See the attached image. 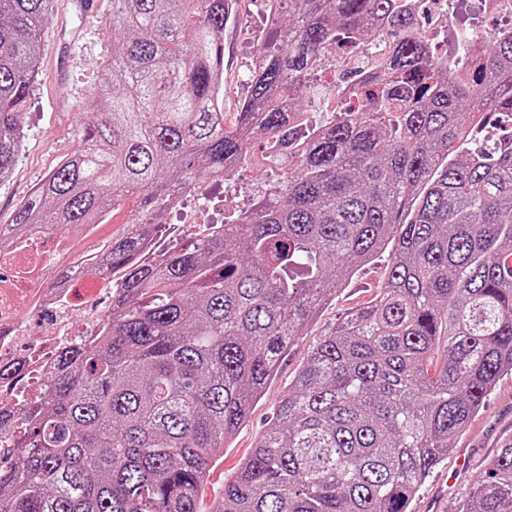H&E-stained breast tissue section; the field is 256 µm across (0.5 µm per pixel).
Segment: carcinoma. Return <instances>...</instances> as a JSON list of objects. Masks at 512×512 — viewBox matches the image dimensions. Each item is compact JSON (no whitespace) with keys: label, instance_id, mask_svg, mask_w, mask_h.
<instances>
[{"label":"carcinoma","instance_id":"cac0c4a2","mask_svg":"<svg viewBox=\"0 0 512 512\" xmlns=\"http://www.w3.org/2000/svg\"><path fill=\"white\" fill-rule=\"evenodd\" d=\"M54 0H0V181L24 138ZM232 125L224 27L236 0H112V71L79 147L28 194L0 243L95 224L112 237V313L66 350L44 399L0 408V512H201L214 457L288 345L346 277L391 245L379 296L313 349L210 512H408L512 373V34L466 75L412 34L404 0H276ZM393 38L357 111L295 124L328 48ZM499 147H470L485 121ZM272 137L278 191L188 246L143 259L175 193ZM459 512H512V445Z\"/></svg>","mask_w":512,"mask_h":512}]
</instances>
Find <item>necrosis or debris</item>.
Listing matches in <instances>:
<instances>
[{
    "label": "necrosis or debris",
    "instance_id": "necrosis-or-debris-1",
    "mask_svg": "<svg viewBox=\"0 0 512 512\" xmlns=\"http://www.w3.org/2000/svg\"><path fill=\"white\" fill-rule=\"evenodd\" d=\"M465 1L480 16L507 20L512 32V0H424L426 17L415 31L426 44L447 43L450 62L462 72L488 44L480 24L461 26ZM387 51L381 38L332 59L324 85L334 111L349 109L342 73L374 70ZM107 241L101 225L91 224L81 238L58 229L13 253L16 272L0 276V368L12 374L4 390L12 404L44 398L59 351L92 342L102 332L108 312L101 301L112 292V273L103 267Z\"/></svg>",
    "mask_w": 512,
    "mask_h": 512
}]
</instances>
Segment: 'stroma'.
<instances>
[{
    "instance_id": "1",
    "label": "stroma",
    "mask_w": 512,
    "mask_h": 512,
    "mask_svg": "<svg viewBox=\"0 0 512 512\" xmlns=\"http://www.w3.org/2000/svg\"><path fill=\"white\" fill-rule=\"evenodd\" d=\"M237 17L224 31V110L234 119L247 93L248 64L266 28L272 22L264 0H238ZM112 0H98L94 14L74 9L71 0H55L54 13L41 35L40 68L26 115L21 151L8 180L0 182V222L8 223L15 208L30 190L47 177L63 157L74 151L81 131L96 110L94 95L105 77L112 49V30L107 20ZM265 141L251 142L249 162L225 184L220 195H212L210 177L201 176L196 186L208 190L207 204L225 215L246 210L256 201L255 189L277 185L262 161ZM391 251L349 276L335 297L289 345L274 379L253 405L247 421L232 441L221 449L202 486L203 508H210L224 485L252 454L274 408L287 394L314 347L351 312L368 305L380 293ZM512 442V373L503 375L465 434L454 442L455 451L427 478L409 512H457L471 481L483 473L499 448Z\"/></svg>"
}]
</instances>
